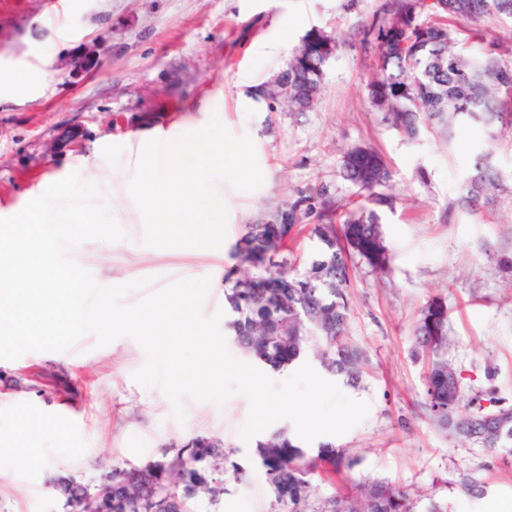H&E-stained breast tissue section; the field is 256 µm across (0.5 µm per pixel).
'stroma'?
I'll use <instances>...</instances> for the list:
<instances>
[{"instance_id":"1","label":"stroma","mask_w":512,"mask_h":512,"mask_svg":"<svg viewBox=\"0 0 512 512\" xmlns=\"http://www.w3.org/2000/svg\"><path fill=\"white\" fill-rule=\"evenodd\" d=\"M384 0H0V72L43 75L34 89H0V217L18 213L54 182L78 172L98 183L126 231L124 241L91 240L71 253L103 286L148 279L122 297L210 274L205 316L224 306V274L243 225L276 205L330 185L340 204L359 200L339 167L351 147L384 157L391 208L383 214L390 271L352 267L349 332L368 351L349 398L367 416L333 439L355 464L318 497L386 480L411 494L416 512L437 502L448 512H512V456L440 431L424 405V361L413 355L421 309L439 296L448 308V361L462 396L492 394L512 405V133L493 144L505 175L478 205L459 206L472 154L486 136L459 127L452 140L401 134L366 97L371 55L361 31ZM313 30L338 38L313 108L270 110L260 94ZM218 117L233 134H249L262 185L218 189L228 207L223 249L152 248L142 243L141 213L127 186L136 155L151 139H176L188 124ZM146 361L129 337L107 346L84 336L63 352H29L0 360V512H65L54 482L90 480L113 464L141 467L163 450L199 437L223 440L237 472L224 475L216 502L194 512H269L273 499L255 443L239 430L246 397L222 404L182 399L184 420L160 388L133 374ZM32 450L22 465L17 452Z\"/></svg>"}]
</instances>
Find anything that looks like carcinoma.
<instances>
[{
  "mask_svg": "<svg viewBox=\"0 0 512 512\" xmlns=\"http://www.w3.org/2000/svg\"><path fill=\"white\" fill-rule=\"evenodd\" d=\"M512 19V0H385L382 15L362 31L363 46L372 49V77L366 84L370 102L384 121L410 138L438 127L446 134L462 125H480L490 139L512 130V66L505 64L482 31V43L469 53L457 39L451 21L477 23L484 18ZM338 40L319 31L308 33L295 52L298 65L288 67V96L268 86L261 95L283 103L290 112L309 111L324 79V67ZM488 149L472 160L461 203L470 205L497 185L501 175L488 165ZM342 178L361 191L362 203L342 207L329 186L277 205L265 218L246 224L234 250L248 276L230 269L224 276L226 328L235 344L265 368L279 370L308 356L326 373L350 386L360 383L366 349L348 331L349 263L357 258L386 273L392 257L385 241L382 212L392 208L386 193L389 173L383 157L369 146H355L343 156ZM313 218V254L304 270L288 259V241L298 226ZM414 353L427 359L424 395L432 422L450 435L473 440L489 451H512V406L471 399L462 404V383L448 363V316L442 299L421 309L414 328ZM480 412H502L507 422L488 440L467 430ZM272 489L271 512H415L409 493L386 480L368 481L353 494L315 499L314 481L338 475L350 466L346 452L323 443L316 454H303L285 435L256 445ZM224 444L196 437L163 451L141 468L112 465V499L128 512L149 499L153 512H192L191 503L212 502L224 494ZM98 481L57 479L64 505L83 506Z\"/></svg>",
  "mask_w": 512,
  "mask_h": 512,
  "instance_id": "obj_1",
  "label": "carcinoma"
}]
</instances>
